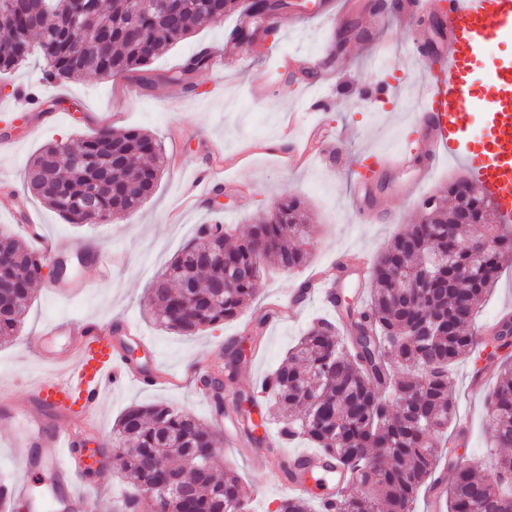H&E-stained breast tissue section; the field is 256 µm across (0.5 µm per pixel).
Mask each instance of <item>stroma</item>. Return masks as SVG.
Listing matches in <instances>:
<instances>
[{
  "instance_id": "obj_1",
  "label": "stroma",
  "mask_w": 512,
  "mask_h": 512,
  "mask_svg": "<svg viewBox=\"0 0 512 512\" xmlns=\"http://www.w3.org/2000/svg\"><path fill=\"white\" fill-rule=\"evenodd\" d=\"M365 2L326 0L317 13L307 10L280 15L274 36L261 46L262 57H245L236 64L211 69L191 92L161 79L147 90L123 75L48 84L41 74L43 62L36 57L9 75H0V102L9 101L13 88L21 84L38 88L58 101L53 108L55 121L44 128L31 129L32 111L15 115L11 132L17 143L0 154V230L15 234L23 244H31L24 223L13 216L19 206H27L57 245L58 257L75 263L73 273L65 280L70 295H59L49 280H42L17 337L0 344V412L33 407L32 384L50 374L28 346L29 336L61 319H90L102 325L121 319L137 324L149 338L147 344L136 345V363L174 375L175 380L153 387L130 386L109 394L102 403L98 432L89 440V447L111 441L115 422L136 404L164 403L201 422L213 423L217 411L209 395L195 385L178 382V375L191 372L201 362L222 363L225 346L239 339L243 326L254 319L256 311L284 301L311 273L351 254L377 258L397 234L418 220L420 204L426 197L448 182L468 178L461 164L441 161L418 186L414 198L406 200L398 195L397 188L410 180V173L384 171L371 202L374 220L355 223L351 210L352 186L357 179L354 159L369 152L393 153L405 147L421 128L419 115L423 110L413 91L406 93L401 108L392 111L359 95V88L385 77H402L419 67L418 60L404 50L416 30L399 28L384 0H375L378 9L374 12L365 9ZM238 20V15L231 14L222 22L203 26L153 60L152 73L160 77L185 55L202 47L224 54L227 37ZM341 36L346 39L345 46L320 79L321 84L334 86L337 93L328 109L314 113L313 118L326 128L344 130L347 162L331 166L314 155L301 167H289L287 156L304 142L307 130L301 126L287 133L288 113L299 106L308 80L298 69H284L282 63L296 55L324 56ZM261 86L266 87L268 96L258 102L253 91ZM104 123L147 131L169 157L155 193L138 214L81 226L67 223L40 199L24 197V170L44 145L91 135ZM213 164L221 168L222 205H215L211 192L198 202L185 201L184 187L189 178ZM287 194L298 197L311 217L309 256L304 266L291 271L266 267L253 301L237 317L195 335L180 336L146 320L147 289L177 250L192 239L198 225L246 226ZM107 256L112 259V271L105 275L100 261ZM506 311L512 313L511 260L505 262L496 287L483 302L477 328L489 326ZM330 315L322 302L302 301L296 318L269 322L261 352L246 355L241 362L235 389L255 394L270 420H278L279 412L261 391L265 378L314 318ZM472 377L471 361L457 362L451 369L449 392L459 418L467 424L468 435L459 443L461 451L480 457L490 447L486 407L498 370L487 368L484 384L478 389L473 388ZM53 453L47 440H40L25 463L0 441V480L14 482L25 467L31 472L30 492L18 498V506H31L32 512H56V499L67 496V487L56 481L46 465ZM215 465L239 475L251 512H272L281 496L278 473L252 468L225 447L216 449Z\"/></svg>"
}]
</instances>
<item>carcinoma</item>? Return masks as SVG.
Wrapping results in <instances>:
<instances>
[{
    "mask_svg": "<svg viewBox=\"0 0 512 512\" xmlns=\"http://www.w3.org/2000/svg\"><path fill=\"white\" fill-rule=\"evenodd\" d=\"M92 12L74 17L67 0H3L0 15V74L14 71L33 53L44 62L47 82L81 79L102 71L133 74L147 87L152 61L188 39L195 29L235 11L240 24L230 35L235 45L270 34L288 0H183L168 16L154 0H85ZM212 65L200 49L164 82L196 89V73ZM84 158L79 168L71 157ZM164 157L159 144L136 128L103 126L74 143L55 141L28 162L24 186L69 224H99L135 214L154 193ZM94 212L86 210L87 197ZM472 222H460L463 212ZM493 209L477 185L448 183L437 202L423 208L422 220L394 237L371 267L370 301L360 307L340 299L347 332L319 318L288 350L271 374L266 391L282 414L285 441L302 438L346 471L352 490L330 495L319 512H413L420 491L437 489L436 470L448 460L452 480L444 488L446 512H512V316L483 337L475 329L482 300L495 287L502 259L512 253V227L490 223ZM229 226L203 224L196 237L164 267L148 295V312L158 326L192 335L235 317L252 299L264 261L293 270L307 260L300 242L309 238L301 202L288 196L266 217L226 245ZM0 340L16 335L42 275L34 251L0 231ZM224 255L229 285L218 299L209 288L215 275L209 256ZM431 273L436 287L416 292L403 280ZM268 315L246 325L252 343L262 342ZM497 365L498 383L486 408L491 432L487 456L475 461L448 455V428L456 424L448 393L449 369L460 359ZM240 361L238 343L225 349L224 367L207 375L217 391L232 387ZM240 434L252 447L275 456L266 436L269 419L253 397L238 393ZM221 431L167 405L132 406L113 429L112 459L135 494L126 508L136 512H249L239 477L210 466L197 472L191 455L206 459ZM179 478L191 494L178 505L148 498L156 484ZM273 512H312L306 498L284 497Z\"/></svg>",
    "mask_w": 512,
    "mask_h": 512,
    "instance_id": "carcinoma-1",
    "label": "carcinoma"
}]
</instances>
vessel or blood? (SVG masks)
<instances>
[{
	"label": "vessel or blood",
	"mask_w": 512,
	"mask_h": 512,
	"mask_svg": "<svg viewBox=\"0 0 512 512\" xmlns=\"http://www.w3.org/2000/svg\"><path fill=\"white\" fill-rule=\"evenodd\" d=\"M438 17L446 41L435 59H426L419 45H408L419 59L416 90L424 105L422 132L396 156H370L356 181V201L364 203L367 190L385 167L419 165L428 171L440 159L462 163L490 200L499 223L512 224V57L488 54L490 44L512 38V0H405L402 20L415 21L419 13ZM303 155L318 154L343 162L341 133L310 124ZM52 333L68 336L69 351L49 357L57 375L36 387L34 397L46 406L55 422L50 442L56 453L48 465L56 479L69 483L76 476L80 442L100 413L106 393L133 383L153 386L159 379L130 365L112 349L107 328L90 320H61ZM0 434L7 436L16 457H25L35 438L16 425L13 415L0 416ZM300 477L285 482L292 495L307 494L311 473L335 472L337 486L346 483L344 472L315 451L289 455Z\"/></svg>",
	"instance_id": "vessel-or-blood-1"
}]
</instances>
